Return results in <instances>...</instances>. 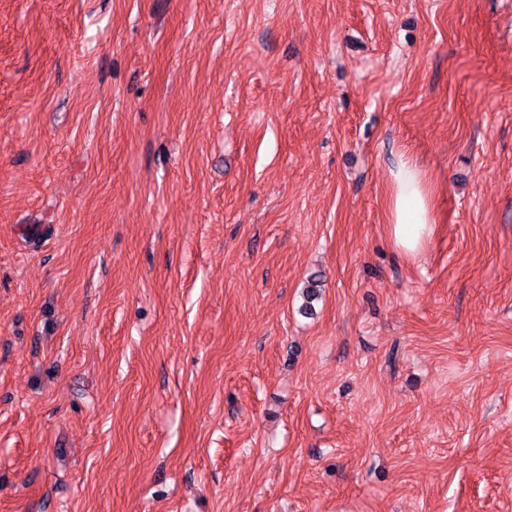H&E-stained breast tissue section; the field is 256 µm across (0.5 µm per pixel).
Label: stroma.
Wrapping results in <instances>:
<instances>
[{"label":"stroma","mask_w":512,"mask_h":512,"mask_svg":"<svg viewBox=\"0 0 512 512\" xmlns=\"http://www.w3.org/2000/svg\"><path fill=\"white\" fill-rule=\"evenodd\" d=\"M0 512H512V0H0ZM387 224L393 245L409 256L424 248L436 224L425 180L411 162L391 171Z\"/></svg>","instance_id":"obj_1"}]
</instances>
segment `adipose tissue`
<instances>
[{"instance_id":"adipose-tissue-1","label":"adipose tissue","mask_w":512,"mask_h":512,"mask_svg":"<svg viewBox=\"0 0 512 512\" xmlns=\"http://www.w3.org/2000/svg\"><path fill=\"white\" fill-rule=\"evenodd\" d=\"M425 180L414 164L400 163L391 172L388 230L393 245L404 254H417L435 224Z\"/></svg>"}]
</instances>
